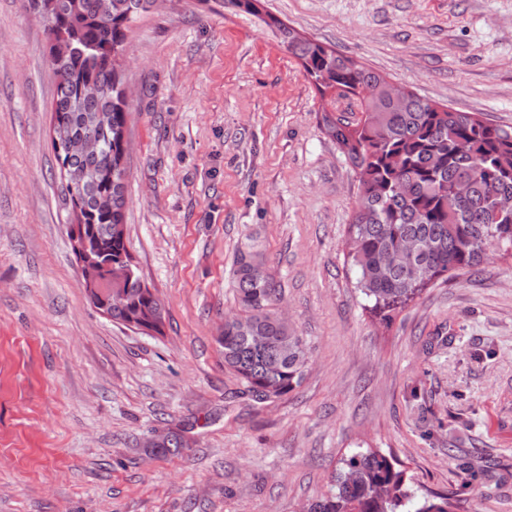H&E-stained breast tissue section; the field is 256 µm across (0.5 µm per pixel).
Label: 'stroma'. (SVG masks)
Listing matches in <instances>:
<instances>
[{"mask_svg": "<svg viewBox=\"0 0 512 512\" xmlns=\"http://www.w3.org/2000/svg\"><path fill=\"white\" fill-rule=\"evenodd\" d=\"M266 13L430 101L512 127V0H263ZM29 0H0V512H300L376 448L421 493L479 457L512 512V259L439 279L386 327L345 245L354 171L319 93L256 17L163 0L131 28L125 240L163 336L88 301L51 146L55 82ZM256 240L309 361L257 404L217 338ZM188 442L154 456L170 428Z\"/></svg>", "mask_w": 512, "mask_h": 512, "instance_id": "1", "label": "stroma"}]
</instances>
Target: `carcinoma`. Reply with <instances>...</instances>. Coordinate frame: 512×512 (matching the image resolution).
I'll return each instance as SVG.
<instances>
[{"mask_svg":"<svg viewBox=\"0 0 512 512\" xmlns=\"http://www.w3.org/2000/svg\"><path fill=\"white\" fill-rule=\"evenodd\" d=\"M157 0H31L48 7V39L65 35L70 55L49 58L56 82L52 147L74 213L83 226L86 268L101 278L112 268V290L123 295L107 310L112 320L148 336L163 334L165 310L134 269L124 241L127 178L122 138L130 112L121 97L120 60L131 25ZM255 16L273 29L297 57L321 94L356 101L361 117L322 113L332 138L358 181V201L347 241L355 288L381 323L434 281L477 270L492 251L512 252V128L469 112L432 103L409 91L394 98L389 81L335 49L305 39L280 19L261 12L262 0H214ZM90 136L98 146L68 153L62 137ZM465 187L462 196L456 187ZM240 316L224 319L217 342L224 365L256 403L281 399L300 386L309 352L303 337L275 312L276 288L255 245L239 250L232 271ZM264 336L258 347L251 337ZM187 445L182 431H169L157 449L175 455ZM459 495L486 487L485 469L456 459ZM416 492L404 472L374 449L344 456L329 491L310 512H451L459 500Z\"/></svg>","mask_w":512,"mask_h":512,"instance_id":"carcinoma-1","label":"carcinoma"}]
</instances>
